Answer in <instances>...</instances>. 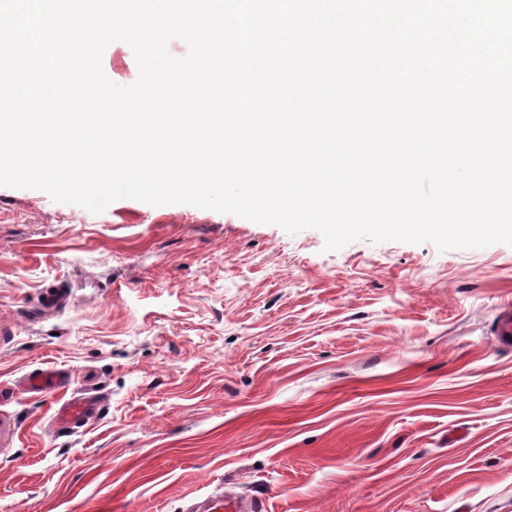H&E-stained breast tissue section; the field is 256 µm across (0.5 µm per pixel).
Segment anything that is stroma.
<instances>
[{
  "label": "stroma",
  "mask_w": 512,
  "mask_h": 512,
  "mask_svg": "<svg viewBox=\"0 0 512 512\" xmlns=\"http://www.w3.org/2000/svg\"><path fill=\"white\" fill-rule=\"evenodd\" d=\"M102 67L138 77L132 48ZM188 204L99 214L0 186V512H512V246L324 251ZM66 307L34 314L44 288ZM68 392L24 390L38 369ZM92 390L72 431L55 415ZM99 406V400L95 394L84 393L71 396L57 410V424L62 430L70 429L77 423L86 424L96 417ZM189 512H265L266 501L262 497L238 499L224 494L206 497L202 502L192 504Z\"/></svg>",
  "instance_id": "obj_1"
}]
</instances>
